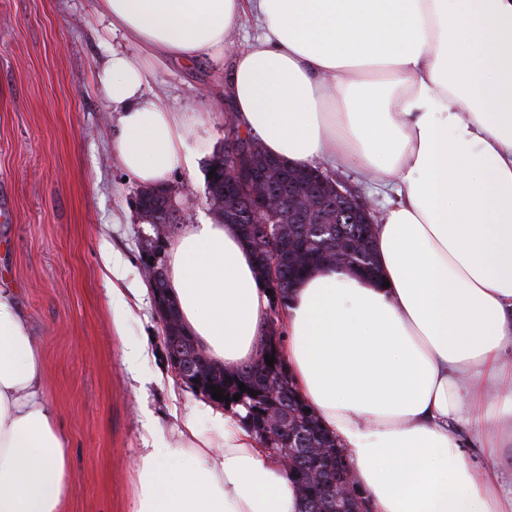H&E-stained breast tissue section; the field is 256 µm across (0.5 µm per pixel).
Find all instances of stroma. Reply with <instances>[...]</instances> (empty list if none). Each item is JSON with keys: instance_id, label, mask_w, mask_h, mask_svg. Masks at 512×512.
I'll list each match as a JSON object with an SVG mask.
<instances>
[{"instance_id": "35a3bbf8", "label": "stroma", "mask_w": 512, "mask_h": 512, "mask_svg": "<svg viewBox=\"0 0 512 512\" xmlns=\"http://www.w3.org/2000/svg\"><path fill=\"white\" fill-rule=\"evenodd\" d=\"M91 0H0V288L13 289L44 362L46 395L66 434L74 492L67 512H131L134 464L146 445L174 440L184 420L201 432L210 401L172 369L143 254L141 188L113 153L119 135L97 68L109 45L140 49L92 19ZM224 75L212 61L155 66L153 93L190 127L168 184L180 204L212 221L207 165L224 145ZM120 254L131 314L112 324V275L102 246ZM143 344L129 360L125 347Z\"/></svg>"}]
</instances>
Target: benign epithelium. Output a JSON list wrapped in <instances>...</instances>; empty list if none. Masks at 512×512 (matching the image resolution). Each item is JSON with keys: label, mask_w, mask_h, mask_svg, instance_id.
I'll use <instances>...</instances> for the list:
<instances>
[{"label": "benign epithelium", "mask_w": 512, "mask_h": 512, "mask_svg": "<svg viewBox=\"0 0 512 512\" xmlns=\"http://www.w3.org/2000/svg\"><path fill=\"white\" fill-rule=\"evenodd\" d=\"M251 145L236 138H230L224 155V197L241 200L247 207L249 224H259L262 233L256 235L250 229H242L247 244L259 256L265 268L266 285L276 290L280 278L284 275V257L282 251H272V244L280 240L282 230L270 221L282 214L293 213L298 207L295 223L306 224L315 209L314 197L310 194L288 192L284 195L270 188L272 181L288 182V164L276 159L263 166H257L246 160ZM314 184L324 190H331L344 198L354 210L364 218V223L375 224L374 208L358 199H352L334 177L320 166L310 170ZM155 305L163 323L164 343L167 357L176 375L195 391L212 398L209 386L215 384L212 378L210 360L204 349L196 342L185 337L179 329V311L167 298L165 289H153ZM271 427L288 438V447L279 449V458L288 472H293L300 481L321 480L322 465L340 455L337 448H306V433L290 424L288 414L282 411L268 412ZM353 477L349 468L341 469L336 483L329 487L331 512H351Z\"/></svg>", "instance_id": "1"}]
</instances>
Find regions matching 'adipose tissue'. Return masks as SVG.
I'll use <instances>...</instances> for the list:
<instances>
[{
  "instance_id": "obj_1",
  "label": "adipose tissue",
  "mask_w": 512,
  "mask_h": 512,
  "mask_svg": "<svg viewBox=\"0 0 512 512\" xmlns=\"http://www.w3.org/2000/svg\"><path fill=\"white\" fill-rule=\"evenodd\" d=\"M248 11L262 33L229 51ZM93 13L155 61L232 53L235 116L268 155L353 169L389 194L378 281L339 265L305 278L280 354L371 512H512V0H94ZM97 76L121 166L166 185L178 113L123 50ZM167 287L214 362L260 360L269 297L237 225H181ZM217 421L144 448L132 512H301L238 412ZM73 491L41 354L0 288V512H63Z\"/></svg>"
}]
</instances>
